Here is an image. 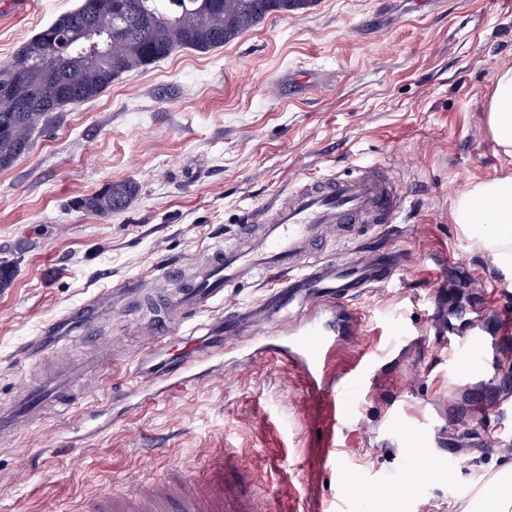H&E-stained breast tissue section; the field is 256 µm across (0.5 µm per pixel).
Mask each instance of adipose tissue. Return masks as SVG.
Wrapping results in <instances>:
<instances>
[{
    "instance_id": "1",
    "label": "adipose tissue",
    "mask_w": 512,
    "mask_h": 512,
    "mask_svg": "<svg viewBox=\"0 0 512 512\" xmlns=\"http://www.w3.org/2000/svg\"><path fill=\"white\" fill-rule=\"evenodd\" d=\"M487 127L500 153L512 159V66L496 76ZM454 220L495 258L499 269L512 273V172L473 181L455 202Z\"/></svg>"
}]
</instances>
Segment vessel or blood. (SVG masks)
Instances as JSON below:
<instances>
[{
    "mask_svg": "<svg viewBox=\"0 0 512 512\" xmlns=\"http://www.w3.org/2000/svg\"><path fill=\"white\" fill-rule=\"evenodd\" d=\"M402 198L394 183L369 169L345 177L306 180L289 189L280 204L253 214L260 227L247 248L236 238L208 251L191 273L179 279L173 297L175 307L200 325L184 339L190 351L173 358L168 336L148 344L136 363L138 384L182 385L190 370L204 359L220 354L225 345L253 339L267 330L279 335V343L267 344L269 355L301 370L309 393L326 396L330 421L341 425L347 417L349 393L366 390L373 361L371 351L361 353L343 376L340 387L325 384L336 343L334 326L323 320L332 307L346 309L366 288L390 283L399 264L387 253L354 248L330 259H317L313 247L325 236L357 237L361 227L393 223ZM270 280V290L245 306L215 312L227 289ZM99 370L85 363H70L38 382L20 389L0 403V435L15 432L21 421L39 416L50 407L65 405L74 388L98 381ZM258 499L226 504L224 488L205 479H189L176 487L148 484L130 498L86 501L84 512H260Z\"/></svg>",
    "mask_w": 512,
    "mask_h": 512,
    "instance_id": "b4317fda",
    "label": "vessel or blood"
}]
</instances>
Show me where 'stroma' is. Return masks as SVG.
Here are the masks:
<instances>
[{"label":"stroma","instance_id":"1","mask_svg":"<svg viewBox=\"0 0 512 512\" xmlns=\"http://www.w3.org/2000/svg\"><path fill=\"white\" fill-rule=\"evenodd\" d=\"M80 0H0V64ZM512 64V0H312L207 53L190 49L123 74L101 95L39 126L0 170V399L52 367L20 354L44 327L127 282L162 296L232 235L245 212L304 180L382 169L403 207L364 228L362 244L401 253L392 284L353 300L361 320L339 342L342 375L380 350L371 388L351 401L346 440L300 374L253 347H228L171 391L136 388L149 319L106 308L79 355L100 358L104 386L0 437V512H78L82 501L146 481L205 474L236 448L224 484L274 512H448L512 465V275L452 217L476 179L503 173L485 126L498 69ZM138 192L108 217L74 200L110 182ZM473 321L495 348L470 362L445 327ZM442 462L409 481L411 435ZM351 473L373 497L337 492Z\"/></svg>","mask_w":512,"mask_h":512}]
</instances>
